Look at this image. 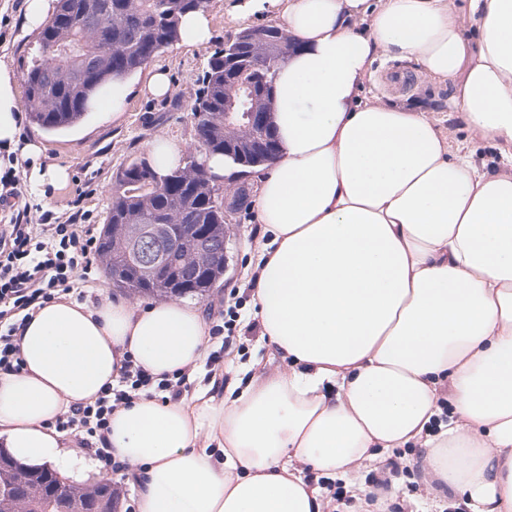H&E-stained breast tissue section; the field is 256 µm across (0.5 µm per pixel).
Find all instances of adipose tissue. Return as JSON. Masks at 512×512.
Here are the masks:
<instances>
[{"instance_id": "obj_1", "label": "adipose tissue", "mask_w": 512, "mask_h": 512, "mask_svg": "<svg viewBox=\"0 0 512 512\" xmlns=\"http://www.w3.org/2000/svg\"><path fill=\"white\" fill-rule=\"evenodd\" d=\"M274 13L298 44L269 98L277 157L252 206L256 314L291 361L236 398L158 402L110 419L112 456L139 485L140 512H322L309 465L352 477L424 445V466L472 512H512V176L450 155L425 111L360 97L374 56L456 78L455 108L481 136L512 141V0H469L476 39L448 0H237L234 20ZM169 95L166 71L112 82ZM13 72L0 61V148L20 143ZM66 296L31 310L23 366L0 373V448L32 468L111 472L77 456L57 415L94 402L126 357L155 376L198 366L207 317L169 299ZM452 409L438 433L440 379ZM337 398H330V389Z\"/></svg>"}]
</instances>
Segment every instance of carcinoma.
Returning a JSON list of instances; mask_svg holds the SVG:
<instances>
[{"instance_id": "carcinoma-1", "label": "carcinoma", "mask_w": 512, "mask_h": 512, "mask_svg": "<svg viewBox=\"0 0 512 512\" xmlns=\"http://www.w3.org/2000/svg\"><path fill=\"white\" fill-rule=\"evenodd\" d=\"M207 0H58L56 11L45 21L37 49L28 61L24 87L30 120L45 131L80 123L112 87V78L137 72L156 55L178 41L183 16L205 7ZM270 39L253 42L242 38L246 29L229 35L208 57L198 79L190 107L193 127L206 153H231L246 176L272 163L276 142L268 129L257 131L225 121L224 102L235 99L246 112L267 111L276 70L297 49L294 39L270 24ZM54 48L52 54L45 49ZM124 195L109 209L99 238L113 286L131 294L156 296L201 295L224 280L222 260L200 262L192 242L175 253L159 274L132 265L131 229L139 224H190L194 234L222 241L233 214L250 207L248 187L237 188L225 204L207 177L204 163L195 155L168 173L159 189L150 187L156 173L144 159L125 167ZM40 474L27 477L30 498L26 512H56L66 502L82 505L86 487L53 485Z\"/></svg>"}]
</instances>
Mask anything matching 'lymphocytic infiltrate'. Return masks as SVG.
<instances>
[{"mask_svg": "<svg viewBox=\"0 0 512 512\" xmlns=\"http://www.w3.org/2000/svg\"><path fill=\"white\" fill-rule=\"evenodd\" d=\"M30 208L13 213L0 224V372L22 367L18 326L36 304L56 296L78 295L83 283L98 270V243L89 229L74 224H35ZM189 369L155 377L125 359L116 385L107 386L90 404L70 408L58 415L59 431L77 433L80 448L94 452L105 465H112L108 448L109 420L114 411L146 395L178 399L191 389Z\"/></svg>", "mask_w": 512, "mask_h": 512, "instance_id": "f902f5d3", "label": "lymphocytic infiltrate"}]
</instances>
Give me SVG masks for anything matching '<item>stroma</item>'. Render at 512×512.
Instances as JSON below:
<instances>
[{"instance_id":"1","label":"stroma","mask_w":512,"mask_h":512,"mask_svg":"<svg viewBox=\"0 0 512 512\" xmlns=\"http://www.w3.org/2000/svg\"><path fill=\"white\" fill-rule=\"evenodd\" d=\"M234 2L207 0L212 32L205 47L174 46L153 58V65L166 69L170 77L168 96L155 98L140 92L129 97L121 114H113L106 104L99 111L87 113L79 124L56 132L42 130L31 122L28 112H21L22 139L41 149L39 157L19 159L15 166L26 202L48 213L50 223L87 224L97 234L112 203L116 172L131 160L146 157L148 143L168 139L183 145L185 153H199L189 107L208 56L227 35L240 28L228 14ZM25 7L26 0H0V60L8 63L18 78L23 77L39 39L38 33L26 31L22 25ZM396 69L412 76L407 93H398L383 79L386 72ZM371 70L373 78L364 86V99L426 109L435 126L446 135L450 153L470 155L483 172L503 174L512 169V142L481 137L472 129L467 113L451 108L453 82L436 81L419 64L385 55L375 58ZM37 165L63 168L68 177L63 183L45 185L43 194H36L29 175ZM257 225L253 212L247 211L237 214L228 226V270L224 280L195 300L207 311L210 324L222 323L225 317L224 312L214 308L217 298L239 286L257 265L258 244L262 240L255 232ZM254 311L253 297L240 300L236 333L245 339L241 352L222 350L216 339L208 344L209 351L219 352L229 380L246 383L257 377L284 374L291 368L282 353L267 342L257 337L245 338V327L253 320ZM389 480L396 495L388 499L386 512H457L465 501L462 492L440 483L432 491L418 494L413 492L409 476L393 474Z\"/></svg>"}]
</instances>
